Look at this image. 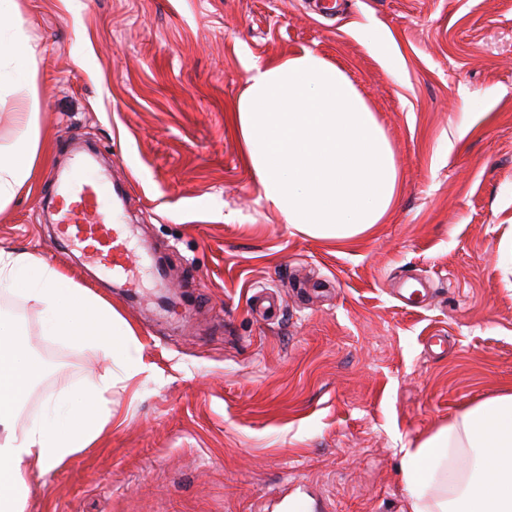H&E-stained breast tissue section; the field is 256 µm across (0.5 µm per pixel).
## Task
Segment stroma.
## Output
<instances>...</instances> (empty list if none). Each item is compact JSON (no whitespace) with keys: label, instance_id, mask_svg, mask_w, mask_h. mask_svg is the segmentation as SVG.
<instances>
[{"label":"stroma","instance_id":"1","mask_svg":"<svg viewBox=\"0 0 512 512\" xmlns=\"http://www.w3.org/2000/svg\"><path fill=\"white\" fill-rule=\"evenodd\" d=\"M38 51L0 61V145L39 156L0 248L112 303L152 368L112 425L31 484L26 512H404V451L512 389V0H16ZM385 37L373 48L361 35ZM312 49L394 146L400 194L342 246L260 198L228 118L244 62ZM122 190L126 285L43 223L75 143ZM168 269L154 277L157 255ZM38 366L20 425L107 366L0 292Z\"/></svg>","mask_w":512,"mask_h":512}]
</instances>
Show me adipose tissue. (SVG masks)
Wrapping results in <instances>:
<instances>
[{
  "label": "adipose tissue",
  "mask_w": 512,
  "mask_h": 512,
  "mask_svg": "<svg viewBox=\"0 0 512 512\" xmlns=\"http://www.w3.org/2000/svg\"><path fill=\"white\" fill-rule=\"evenodd\" d=\"M245 69L231 125L267 206L298 232L339 244L383 223L400 191L394 148L344 71L309 49ZM38 153L31 113L0 150V207L26 186ZM17 287L38 307L43 335L90 343L111 366L19 427L29 354L15 320L0 315V512H25L34 476L92 446L112 418L108 394L146 370L135 328L112 305L44 259L0 248V289ZM453 448H478L494 461L435 481ZM404 460L407 512H512V390L466 408Z\"/></svg>",
  "instance_id": "1"
}]
</instances>
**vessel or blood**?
I'll return each instance as SVG.
<instances>
[{"label":"vessel or blood","instance_id":"obj_1","mask_svg":"<svg viewBox=\"0 0 512 512\" xmlns=\"http://www.w3.org/2000/svg\"><path fill=\"white\" fill-rule=\"evenodd\" d=\"M61 203L60 232L72 244H89L93 258L103 260L116 275L129 272L127 243L121 229L112 226V181L96 171L92 159L77 157L65 178L54 181Z\"/></svg>","mask_w":512,"mask_h":512}]
</instances>
